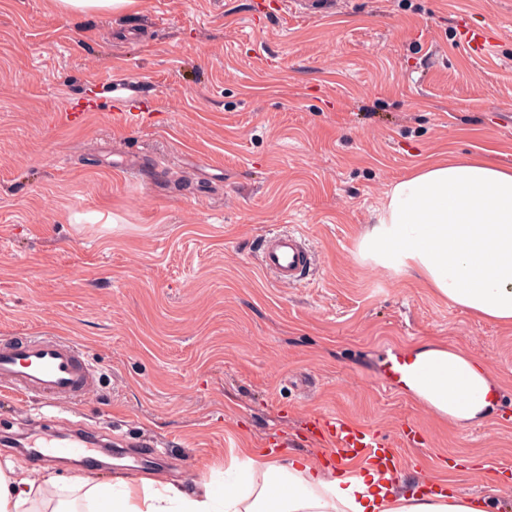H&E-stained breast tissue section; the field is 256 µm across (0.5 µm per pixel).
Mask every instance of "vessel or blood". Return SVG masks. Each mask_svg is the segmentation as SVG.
Wrapping results in <instances>:
<instances>
[{
    "label": "vessel or blood",
    "instance_id": "obj_1",
    "mask_svg": "<svg viewBox=\"0 0 512 512\" xmlns=\"http://www.w3.org/2000/svg\"><path fill=\"white\" fill-rule=\"evenodd\" d=\"M461 39L472 52L486 55L495 44L482 28L464 30ZM259 265L287 286L301 284L314 265L315 254L309 238L298 231L274 233L266 236L260 247ZM407 353L400 352L388 360L383 370L384 380L403 385L409 374ZM95 372L84 359L78 346L58 336H35L19 342L0 344V385L17 394L41 397L52 402H78L94 388ZM311 437L328 442L329 455L336 465H345L359 456L389 474H396L399 450L378 431L352 423L342 417L316 413L308 420ZM28 445L43 451L45 458L58 455L87 459L88 444L72 440L62 450H55L53 439L30 436Z\"/></svg>",
    "mask_w": 512,
    "mask_h": 512
}]
</instances>
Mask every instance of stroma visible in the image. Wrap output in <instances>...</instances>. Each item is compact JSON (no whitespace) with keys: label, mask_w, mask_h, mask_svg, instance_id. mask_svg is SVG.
Segmentation results:
<instances>
[{"label":"stroma","mask_w":512,"mask_h":512,"mask_svg":"<svg viewBox=\"0 0 512 512\" xmlns=\"http://www.w3.org/2000/svg\"><path fill=\"white\" fill-rule=\"evenodd\" d=\"M331 2L137 0L112 16L0 0V343L67 337L98 378L75 405L0 388L1 458L42 469L22 433L77 421L112 443L102 477L189 486L275 433L323 464L301 424L324 411L394 437L417 424L407 490L483 495L482 465L512 472V326L356 255L423 164L512 168V0ZM463 20L495 55L463 50ZM288 229L317 253L297 287L257 259ZM422 342L484 362L490 419L455 426L382 381L391 352Z\"/></svg>","instance_id":"35a3bbf8"}]
</instances>
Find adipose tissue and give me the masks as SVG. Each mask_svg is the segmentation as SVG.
<instances>
[{
	"mask_svg": "<svg viewBox=\"0 0 512 512\" xmlns=\"http://www.w3.org/2000/svg\"><path fill=\"white\" fill-rule=\"evenodd\" d=\"M361 260L422 280L482 320L512 325V169L457 155L396 181L358 245ZM407 390L458 425L494 411L478 359L422 344L410 351ZM227 482L194 490L143 477L109 482L0 461V512H490L486 496L396 491L389 475L354 464L324 478L308 457L249 452Z\"/></svg>",
	"mask_w": 512,
	"mask_h": 512,
	"instance_id": "adipose-tissue-1",
	"label": "adipose tissue"
}]
</instances>
